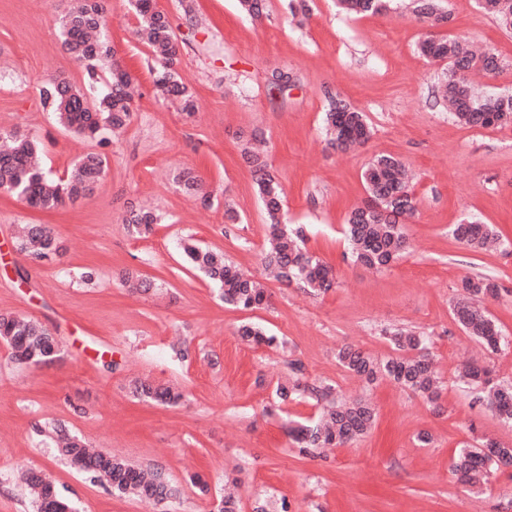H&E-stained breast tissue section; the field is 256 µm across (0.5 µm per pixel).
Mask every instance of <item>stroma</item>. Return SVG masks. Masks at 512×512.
I'll return each mask as SVG.
<instances>
[{
  "label": "stroma",
  "mask_w": 512,
  "mask_h": 512,
  "mask_svg": "<svg viewBox=\"0 0 512 512\" xmlns=\"http://www.w3.org/2000/svg\"><path fill=\"white\" fill-rule=\"evenodd\" d=\"M71 3L0 0V132L40 141L43 165L58 176L88 152L108 163L90 193L52 210L0 191V313L37 319L59 340L52 361L30 367L14 363L0 340V512H32L16 480L27 467L43 469L79 512H216L229 481L240 512L260 503L269 512H512V468L493 472L481 492L449 471L454 452L479 437L512 444V427L457 379L463 364L477 361L494 379L512 380V345L487 352L452 315L464 276H492L500 293L484 305L512 337V128H471L435 105L430 87L445 66L416 52L431 32L479 42L503 70L475 83L512 91V34L475 0H447L451 20L433 31L412 17L406 0L361 18L338 13L335 0H313L305 22L292 16L288 0H267L257 20L239 0H154L179 44L178 78L200 105L188 118L178 104L155 100L154 56L135 34L129 0H103L115 58L141 95L121 135L84 139L59 127L39 97L52 76L85 84L59 31ZM274 69L292 78L280 94L268 86ZM332 94L366 113L373 134L365 146L344 153L328 144L323 119ZM251 131L265 140L286 224L336 269L335 288L321 297L262 270L267 219L239 138ZM378 155L405 163L417 200L405 223L409 254L380 272L354 264L343 236L348 211L366 196L362 171ZM188 172L202 180L210 202L184 192ZM142 203L163 216L146 239L124 223L129 207ZM228 207L239 223L225 221ZM465 219L493 225L500 246L462 247L451 229ZM21 224L51 226L60 254L24 257L15 238ZM188 237L260 277L267 306L224 303L184 260L180 244ZM128 270L151 289L129 291L122 283ZM245 322L285 348L243 343L236 330ZM391 327L431 337L444 381L438 405L388 381L364 387L338 363L346 345L389 354L382 331ZM294 361L339 396L368 398L377 413L372 430L323 456L299 452L288 429L315 420L318 405L273 404L274 386L291 377ZM135 376L181 386L184 404L135 399L128 390ZM48 422L162 469L179 486V500L106 491L56 458L36 431ZM422 432L429 444L419 442Z\"/></svg>",
  "instance_id": "obj_1"
}]
</instances>
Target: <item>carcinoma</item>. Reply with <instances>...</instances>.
Segmentation results:
<instances>
[{"mask_svg":"<svg viewBox=\"0 0 512 512\" xmlns=\"http://www.w3.org/2000/svg\"><path fill=\"white\" fill-rule=\"evenodd\" d=\"M413 15L428 27L448 21L441 0H412ZM347 14H380L388 9V0H336ZM478 8L495 19L501 29L512 33V0H477ZM140 18L139 35L155 56L152 68L154 97L162 102H177L181 111L192 116L197 111L193 94L178 80L181 63L179 48L168 17L152 6V0H131ZM61 36L67 50L86 72L87 87L78 88L59 77L47 79L40 87L44 104L56 113L58 122L77 134L93 138L103 130L124 126L131 117L132 78L114 59V51L105 33L104 6L101 0H79L61 21ZM418 52L432 61L448 62L445 76L434 89L435 99L453 113L456 120L469 127H512V92L480 93L471 74L478 70L488 76L501 69L498 58L490 53L477 56L462 48L451 38L428 36L417 44ZM112 60L106 78H101L102 62ZM107 90L92 95L100 80ZM326 131L330 144L341 151L364 145L371 128L364 112L334 96H329ZM9 141L7 151L0 150V190L10 192L31 207L52 209L74 201L93 189L106 168V158L98 153L81 157L65 179L51 178L43 168L33 164L39 153L36 141L19 131L0 134ZM257 133L242 136L243 154L256 176L258 195L267 218L270 241L262 256V265L289 284L295 282L320 295L336 284L335 269L301 247L297 238L283 224V199L279 184L267 170L263 156L252 151L249 144ZM370 206L353 208L347 218L346 234L355 263L369 269L385 270L398 262L409 244L402 220L416 211V199L407 183L404 165L392 156L374 158L363 172ZM159 216L144 208H131L125 216L128 232L143 238L149 235ZM452 236L471 251L488 248L497 239L494 228L476 220L454 225ZM20 252L33 261L48 259L59 246L53 229L44 224L26 227L18 244ZM188 262L214 284L221 287L224 302L244 309L261 308L267 304L262 284L243 273L224 253L199 247L183 246ZM462 297L452 308L453 319L469 336L497 351L512 342L503 336L493 318L479 305L485 298H496L499 288L488 276L466 277L460 285ZM393 353L375 358L352 346L337 353L339 364L367 384L389 380L405 390L418 393L435 403L440 397L441 381L427 353V339L411 330L397 328L386 332ZM238 336L256 345L271 346L276 337L252 325H242ZM0 339L5 341L12 358L19 364L37 366L51 360L58 351V342L48 328L31 318L0 315ZM291 367L293 383H279L275 395L280 403L306 396L323 406L320 418L309 425L289 429L299 451L308 453L317 448L346 445L374 426L376 412L370 402L357 399L338 402L333 386L309 381L299 364ZM473 399L485 404L502 423L512 426V382L493 383L489 372L469 365L461 374ZM132 395L143 402L177 406L184 398L174 386L155 385L135 379L130 383ZM57 442V451L70 465L81 463L78 470L87 473L112 493L133 496L157 503L177 498L180 491L159 469H145L122 459L103 448H94L70 433L61 424L40 429ZM512 464V446L486 439L477 446L457 450L452 473L472 486H484L489 475L504 463ZM24 482L35 512H76L75 506L58 491L46 474L29 469Z\"/></svg>","mask_w":512,"mask_h":512,"instance_id":"1","label":"carcinoma"}]
</instances>
